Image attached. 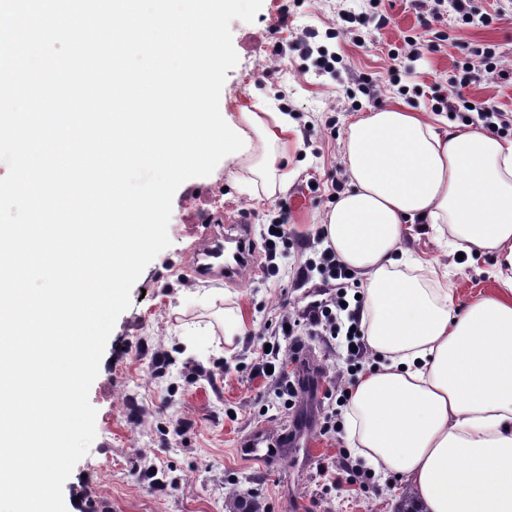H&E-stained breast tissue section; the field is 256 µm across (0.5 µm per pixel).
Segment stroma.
<instances>
[{"label": "stroma", "instance_id": "stroma-1", "mask_svg": "<svg viewBox=\"0 0 512 512\" xmlns=\"http://www.w3.org/2000/svg\"><path fill=\"white\" fill-rule=\"evenodd\" d=\"M285 28H278L281 6ZM472 11L492 16L489 25L465 24L443 6L423 25L409 0H381L390 22L382 29L359 23L368 0H263L253 22L232 21L237 65L228 70L220 110L237 120L242 109L265 101L292 114L299 137L288 150L286 186L250 190L247 169L230 162L213 173L185 181L172 199L169 247L144 269L131 290V305L117 319L89 390L97 410L96 437L63 486L67 512H229V491L259 500L266 512H395L399 481L380 486L355 453L347 432L321 434L323 415L345 420L334 402L284 406L277 380L255 375L265 347H280L283 370L320 388L347 382L346 342L326 345L303 336L302 356L278 335L283 315L304 304L296 287L301 261L296 249L278 258L277 276H266L262 238L253 243V264L245 278L197 277L189 255V227L198 217L244 211L253 224H266L288 204L292 241L312 237L333 200V183L345 182L343 145L353 117L401 99L418 112L434 111V94H450L449 80L475 48L503 51L512 69V0H471ZM506 18H498V11ZM316 31L308 39V31ZM425 51L404 48V37ZM335 57L332 71L317 68L300 49L303 41ZM398 70L401 82L391 85ZM380 90L372 100L361 83ZM463 93L480 106L512 113V78L502 80L475 68ZM435 112V111H434ZM449 235L434 224L407 225L404 246L414 258L437 259L448 268L455 305L490 293L495 257L459 258ZM240 333H232L236 320ZM290 425L316 448L308 460L302 448L289 449L276 465L240 455L253 431L276 433ZM345 455L354 483L335 479L336 458Z\"/></svg>", "mask_w": 512, "mask_h": 512}]
</instances>
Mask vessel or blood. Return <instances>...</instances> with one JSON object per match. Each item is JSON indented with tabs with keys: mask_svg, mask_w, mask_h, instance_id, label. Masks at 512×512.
Instances as JSON below:
<instances>
[{
	"mask_svg": "<svg viewBox=\"0 0 512 512\" xmlns=\"http://www.w3.org/2000/svg\"><path fill=\"white\" fill-rule=\"evenodd\" d=\"M253 236V226L245 214L228 216L223 228L207 225L205 232L196 240V256L202 257V264L196 265L195 271L203 277L234 280L242 275L251 264L246 257V242ZM299 437L296 431L284 430L275 435H268L258 430L243 442L245 455L266 461L273 460L279 448L297 445Z\"/></svg>",
	"mask_w": 512,
	"mask_h": 512,
	"instance_id": "b4317fda",
	"label": "vessel or blood"
}]
</instances>
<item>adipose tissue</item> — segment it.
Returning a JSON list of instances; mask_svg holds the SVG:
<instances>
[{"label":"adipose tissue","mask_w":512,"mask_h":512,"mask_svg":"<svg viewBox=\"0 0 512 512\" xmlns=\"http://www.w3.org/2000/svg\"><path fill=\"white\" fill-rule=\"evenodd\" d=\"M238 126L278 143L249 167L269 184L296 121L246 108ZM344 160L325 243L364 285L368 348L390 359L351 389L353 445L424 512H512V139L479 124L441 133L396 101L350 123ZM419 222L449 225L468 253H497L495 290L459 313L453 288L429 285L434 261L398 277L404 227Z\"/></svg>","instance_id":"ef3b65f1"}]
</instances>
